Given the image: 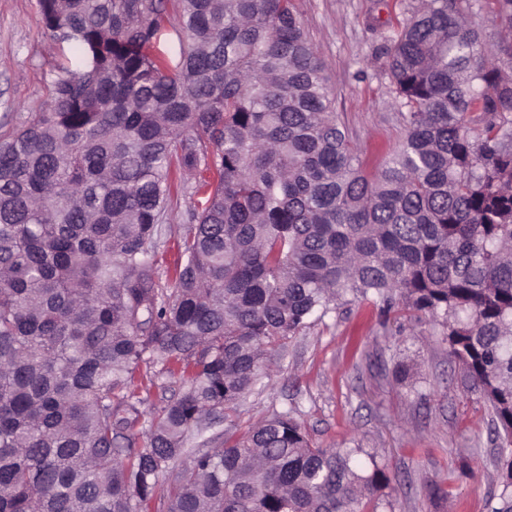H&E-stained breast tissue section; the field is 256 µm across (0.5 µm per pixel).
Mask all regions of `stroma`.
I'll use <instances>...</instances> for the list:
<instances>
[{
  "label": "stroma",
  "mask_w": 512,
  "mask_h": 512,
  "mask_svg": "<svg viewBox=\"0 0 512 512\" xmlns=\"http://www.w3.org/2000/svg\"><path fill=\"white\" fill-rule=\"evenodd\" d=\"M335 84L336 109L375 172L404 130L392 106L391 83L376 52L394 35L415 0H294ZM76 50L45 40L38 0H0V140L50 100L53 81ZM192 201L172 202L156 256V275L169 287L178 242ZM410 375L397 381V364ZM267 388L227 413L218 433H242L290 412L313 443L363 448L390 477L392 512H489L499 493V442L492 413L470 389L432 322L383 315L356 300L312 323L273 352ZM438 485L428 493L429 485Z\"/></svg>",
  "instance_id": "35a3bbf8"
}]
</instances>
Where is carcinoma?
Wrapping results in <instances>:
<instances>
[{"mask_svg":"<svg viewBox=\"0 0 512 512\" xmlns=\"http://www.w3.org/2000/svg\"><path fill=\"white\" fill-rule=\"evenodd\" d=\"M38 4L78 60L0 142V512H379L385 469L288 412L204 438L347 296L440 326L512 512V0H418L378 53L404 137L374 174L294 0ZM155 362L182 388L147 414ZM192 204L188 196L175 197L169 211V219L163 225V243L158 250L155 265L158 281L163 288H169L171 285L172 270L178 257V242L188 226L187 211Z\"/></svg>","mask_w":512,"mask_h":512,"instance_id":"carcinoma-1","label":"carcinoma"}]
</instances>
